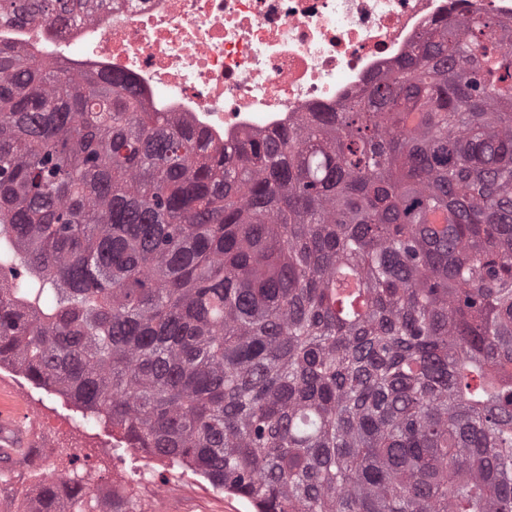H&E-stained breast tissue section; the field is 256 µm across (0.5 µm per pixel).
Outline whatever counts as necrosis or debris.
Wrapping results in <instances>:
<instances>
[{"label": "necrosis or debris", "instance_id": "necrosis-or-debris-1", "mask_svg": "<svg viewBox=\"0 0 512 512\" xmlns=\"http://www.w3.org/2000/svg\"><path fill=\"white\" fill-rule=\"evenodd\" d=\"M512 20V0H102L59 28L0 25V42L128 79L157 112L224 144L336 112L438 21Z\"/></svg>", "mask_w": 512, "mask_h": 512}]
</instances>
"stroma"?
Segmentation results:
<instances>
[{"label":"stroma","mask_w":512,"mask_h":512,"mask_svg":"<svg viewBox=\"0 0 512 512\" xmlns=\"http://www.w3.org/2000/svg\"><path fill=\"white\" fill-rule=\"evenodd\" d=\"M0 416L24 438L0 457V512H38L43 487L75 470L133 492L142 512H255L247 499L141 449L113 454L111 427L86 424L73 404L9 363L0 365Z\"/></svg>","instance_id":"obj_1"}]
</instances>
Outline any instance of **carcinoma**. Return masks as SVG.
<instances>
[{"label":"carcinoma","mask_w":512,"mask_h":512,"mask_svg":"<svg viewBox=\"0 0 512 512\" xmlns=\"http://www.w3.org/2000/svg\"><path fill=\"white\" fill-rule=\"evenodd\" d=\"M509 40L450 17L341 111L221 148L0 43V364L257 512H512Z\"/></svg>","instance_id":"cac0c4a2"}]
</instances>
